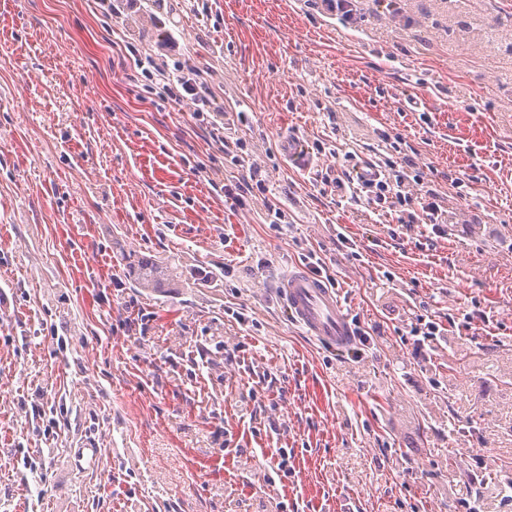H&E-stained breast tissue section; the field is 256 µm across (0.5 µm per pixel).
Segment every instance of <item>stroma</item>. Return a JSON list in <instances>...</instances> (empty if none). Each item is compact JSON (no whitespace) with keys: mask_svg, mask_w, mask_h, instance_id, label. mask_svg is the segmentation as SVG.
Returning <instances> with one entry per match:
<instances>
[{"mask_svg":"<svg viewBox=\"0 0 512 512\" xmlns=\"http://www.w3.org/2000/svg\"><path fill=\"white\" fill-rule=\"evenodd\" d=\"M172 36L202 116L134 64ZM350 155L419 168L447 235L340 198L321 174ZM245 180L269 194L225 199ZM311 251L357 351L279 297ZM423 313L450 325L424 358ZM511 492L512 0H357L349 23L320 0H0V512H512Z\"/></svg>","mask_w":512,"mask_h":512,"instance_id":"obj_1","label":"stroma"}]
</instances>
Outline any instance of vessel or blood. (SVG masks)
I'll return each mask as SVG.
<instances>
[{
  "label": "vessel or blood",
  "instance_id": "obj_1",
  "mask_svg": "<svg viewBox=\"0 0 512 512\" xmlns=\"http://www.w3.org/2000/svg\"><path fill=\"white\" fill-rule=\"evenodd\" d=\"M279 289L289 316L308 335L339 351L350 348L353 327L334 287L297 266L283 276Z\"/></svg>",
  "mask_w": 512,
  "mask_h": 512
}]
</instances>
